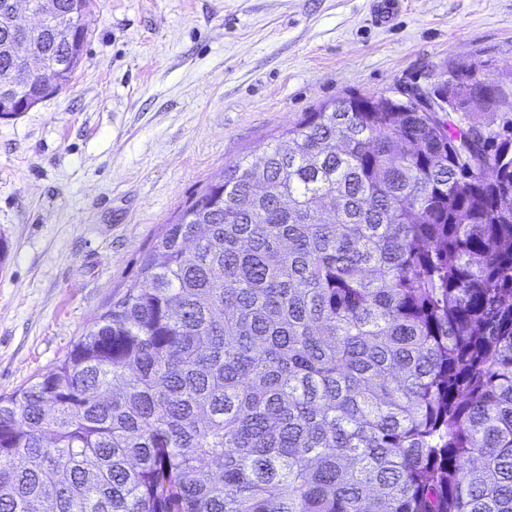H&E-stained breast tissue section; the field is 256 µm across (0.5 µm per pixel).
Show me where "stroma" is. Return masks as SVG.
I'll return each instance as SVG.
<instances>
[{"mask_svg":"<svg viewBox=\"0 0 512 512\" xmlns=\"http://www.w3.org/2000/svg\"><path fill=\"white\" fill-rule=\"evenodd\" d=\"M95 0L61 91L0 119V394L51 371L225 167L303 113L475 64L512 90V0Z\"/></svg>","mask_w":512,"mask_h":512,"instance_id":"stroma-1","label":"stroma"}]
</instances>
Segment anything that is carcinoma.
<instances>
[{"mask_svg": "<svg viewBox=\"0 0 512 512\" xmlns=\"http://www.w3.org/2000/svg\"><path fill=\"white\" fill-rule=\"evenodd\" d=\"M0 73L79 63V17ZM452 109L512 94L445 79ZM305 112L224 169L52 371L0 396V512H512V121Z\"/></svg>", "mask_w": 512, "mask_h": 512, "instance_id": "carcinoma-1", "label": "carcinoma"}]
</instances>
